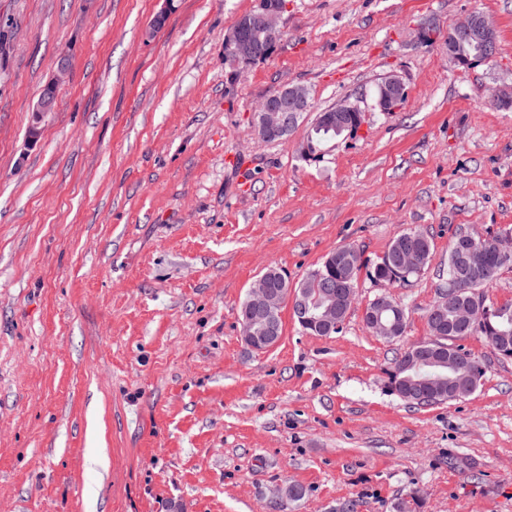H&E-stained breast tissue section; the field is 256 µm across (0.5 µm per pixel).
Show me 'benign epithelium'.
Masks as SVG:
<instances>
[{
    "instance_id": "benign-epithelium-1",
    "label": "benign epithelium",
    "mask_w": 512,
    "mask_h": 512,
    "mask_svg": "<svg viewBox=\"0 0 512 512\" xmlns=\"http://www.w3.org/2000/svg\"><path fill=\"white\" fill-rule=\"evenodd\" d=\"M286 10L285 0H258V7L238 18L224 35V55L232 64L247 65L261 60L267 53L266 45L274 37L281 35V20ZM468 43H477L485 51L497 48L496 29L483 14L473 11L453 25V40L448 42V58L462 65H471L473 60L462 54ZM405 94L404 84L399 78L390 76L379 85L378 105L384 110L392 102ZM310 109L307 89L301 85H291L267 96L254 111L253 121L256 135L261 140L290 134L302 115ZM336 125L347 123L348 113L357 111V105L342 100L330 108ZM463 264L471 270L482 272L486 266L484 250L477 246L475 238H470L467 248L460 252ZM317 302L310 297L296 298L294 290L275 287L269 279L262 277L250 288V296L244 319L241 321V335L245 343L256 351H266L280 340L278 317L284 304H289L292 312L307 317L318 331L339 328L341 312L352 307L354 291L342 284L327 281L315 283ZM387 301L379 298L371 309L364 310L363 319L371 331L387 336L392 331L384 318ZM478 323L473 310L455 307L452 326L455 328L474 327ZM441 346L418 349L408 358L405 372L417 377V382L426 392L434 390L443 379H448L459 392L473 389L472 372L460 367L452 355L443 357Z\"/></svg>"
}]
</instances>
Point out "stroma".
<instances>
[{
    "mask_svg": "<svg viewBox=\"0 0 512 512\" xmlns=\"http://www.w3.org/2000/svg\"><path fill=\"white\" fill-rule=\"evenodd\" d=\"M254 4L0 0V512H269L290 484L288 512H392L414 492L418 512H512V359L471 336L469 397L412 407L389 384L429 336L455 233L512 234V108L488 101L512 85V0H288L273 53L238 67L224 34ZM473 11L497 53L458 66L443 33ZM388 75L406 99L382 112ZM288 85L312 111L259 140L254 107ZM345 98L358 131L302 161L315 113ZM409 229L432 249L390 290L404 336L366 328L363 271L338 333L286 307L274 348L243 341L268 267L295 284L348 244L374 263Z\"/></svg>",
    "mask_w": 512,
    "mask_h": 512,
    "instance_id": "35a3bbf8",
    "label": "stroma"
}]
</instances>
